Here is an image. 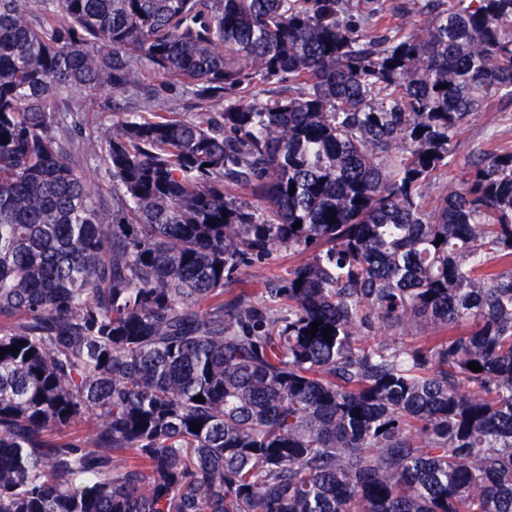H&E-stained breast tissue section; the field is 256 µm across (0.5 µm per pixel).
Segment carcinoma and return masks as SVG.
<instances>
[{"label": "carcinoma", "instance_id": "obj_1", "mask_svg": "<svg viewBox=\"0 0 512 512\" xmlns=\"http://www.w3.org/2000/svg\"><path fill=\"white\" fill-rule=\"evenodd\" d=\"M441 2L0 0V512H512V0ZM149 74L224 107L71 139ZM495 129L500 134V143L512 147V101H495L485 112L475 115L459 135L458 166L454 174H459L460 166L473 147L480 145L487 133ZM78 169L85 177L98 185L102 189L103 195L112 203V187L111 182L105 174L104 168L98 161H88L87 166L82 161L78 162ZM298 257L289 254L288 250L280 255L251 267L240 270L234 282L226 285L224 299H229L239 292H245L255 302H261L264 288L268 281L283 280L288 277V268L297 261Z\"/></svg>", "mask_w": 512, "mask_h": 512}]
</instances>
